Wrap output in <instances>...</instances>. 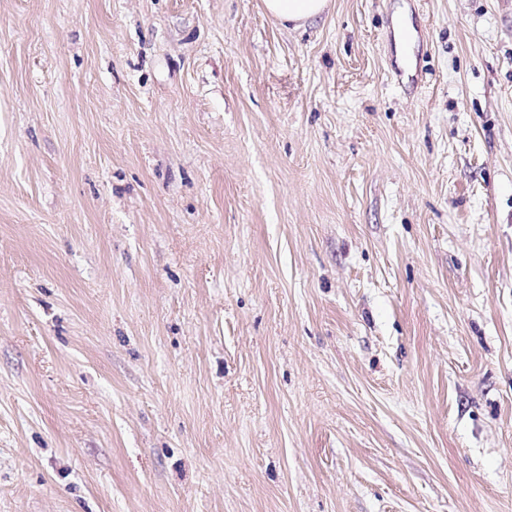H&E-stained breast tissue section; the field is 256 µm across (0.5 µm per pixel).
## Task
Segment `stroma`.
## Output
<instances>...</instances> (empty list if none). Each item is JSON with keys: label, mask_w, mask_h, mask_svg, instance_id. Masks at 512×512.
I'll use <instances>...</instances> for the list:
<instances>
[{"label": "stroma", "mask_w": 512, "mask_h": 512, "mask_svg": "<svg viewBox=\"0 0 512 512\" xmlns=\"http://www.w3.org/2000/svg\"><path fill=\"white\" fill-rule=\"evenodd\" d=\"M0 512H512V0H0ZM268 13L281 24L301 27L322 16L329 8V0H264Z\"/></svg>", "instance_id": "stroma-1"}]
</instances>
